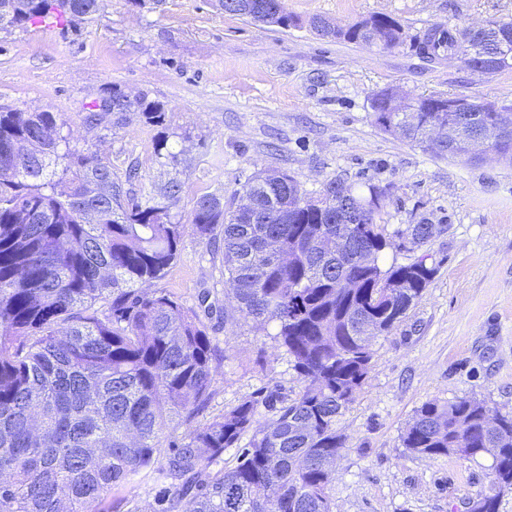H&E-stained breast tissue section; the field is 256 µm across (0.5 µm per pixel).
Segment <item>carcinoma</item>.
Instances as JSON below:
<instances>
[{"label":"carcinoma","mask_w":512,"mask_h":512,"mask_svg":"<svg viewBox=\"0 0 512 512\" xmlns=\"http://www.w3.org/2000/svg\"><path fill=\"white\" fill-rule=\"evenodd\" d=\"M110 0H0V23L67 16L87 22ZM229 0L227 14L288 29L298 20L277 0ZM321 36L387 48L405 42L400 22ZM466 32L415 38L434 58L464 59ZM453 112H401V135L424 144ZM58 112L0 110V512H106L112 490L161 462L151 512H334L332 486L347 437L339 418L359 393L372 341L388 334L436 273L422 258L381 264L395 247L386 225L336 221V196L384 200L336 181L322 206L288 174L259 172L229 197L196 198L188 226L221 252L231 308L259 330L273 326L303 382L292 398L247 397L207 411L226 355L205 323L158 282L178 261L185 225L170 219L182 183L160 202H120L112 165L63 134ZM341 252L330 246L338 232ZM441 224H410L396 236L430 242ZM272 417L262 419L260 407ZM498 419L489 430L487 418ZM184 428L172 437V423ZM408 452L437 458L495 449L487 490L473 512H499L512 492V413L475 397L428 401L401 434ZM236 462L217 471L224 451Z\"/></svg>","instance_id":"1"}]
</instances>
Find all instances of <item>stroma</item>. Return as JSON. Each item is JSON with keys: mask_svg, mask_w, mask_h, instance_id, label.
<instances>
[{"mask_svg": "<svg viewBox=\"0 0 512 512\" xmlns=\"http://www.w3.org/2000/svg\"><path fill=\"white\" fill-rule=\"evenodd\" d=\"M298 26L279 29L230 16L216 0L160 6L110 0L73 26L32 21L0 30V106L60 113L85 154L109 161L125 197L157 202L169 178L183 185L172 209L186 221L198 196L230 195L260 170L284 171L310 195L337 180L386 192L379 223L388 230L441 224L420 247L386 251L385 264L427 256L434 279L404 320L373 345L372 369L340 418L347 437L337 463L334 512H461L486 490L489 456L425 458L400 435L416 409L475 397L512 412V162L439 156L385 132L372 117L375 94L472 96L512 106V69L494 75L457 60L430 59L413 38L431 28L464 29L512 19V0H286ZM388 15L407 39L395 49L318 35L314 17L347 25ZM120 90L159 104L163 124L140 108L124 121L90 127L86 108ZM176 161H169L168 153ZM160 285L197 306L203 289L224 297V270L206 242L185 232L180 259ZM226 358L209 412L301 381L284 349L248 321L208 319Z\"/></svg>", "mask_w": 512, "mask_h": 512, "instance_id": "1", "label": "stroma"}]
</instances>
